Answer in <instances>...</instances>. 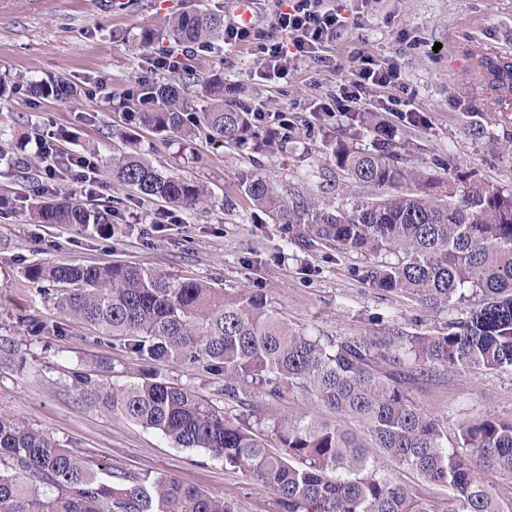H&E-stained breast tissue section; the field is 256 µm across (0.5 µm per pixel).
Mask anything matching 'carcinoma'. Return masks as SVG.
Listing matches in <instances>:
<instances>
[{
    "label": "carcinoma",
    "instance_id": "obj_1",
    "mask_svg": "<svg viewBox=\"0 0 512 512\" xmlns=\"http://www.w3.org/2000/svg\"><path fill=\"white\" fill-rule=\"evenodd\" d=\"M179 44L224 40V16L183 12L166 29ZM482 76L505 98L512 94V60L479 55ZM18 84L38 98L67 100L77 89L63 78L0 81V98ZM216 75L203 86L200 109L172 84L140 85L138 111L125 113L130 138L148 130L241 147L252 136L249 113L227 102ZM372 148L336 149L350 184L381 190L340 206L298 197L287 203L270 179L241 178L253 205L288 229L304 249H334L366 259L363 282L400 291L435 311L456 315L440 327L405 336L354 340L311 336L288 325L267 299L228 292L203 279L175 278L125 263L43 261L25 270L50 286L61 320H22L32 337L68 335L79 321L99 337H120L124 353L141 364L135 380L109 385L91 373L73 374L87 401L159 432L177 448H201L224 466L267 486L276 512H512L494 475L512 486V416L487 414L459 423L453 438L443 418L415 400L418 386L450 368L512 371V192L476 172L448 170L441 178L404 165L397 130L372 112L350 115ZM0 163L28 179V167L0 148ZM112 180L142 199L194 211L205 200L200 185L158 170L143 152H119ZM33 224L91 227L115 232L112 209L86 208L69 198L28 207ZM200 364L224 374V399L240 400L252 387L270 399L298 391L336 412V424L305 414L250 421L221 413L188 384L171 381L161 366ZM448 489L434 500L381 472L375 457ZM0 512H238L234 502L175 478L127 476L107 483L80 458L42 432L0 414Z\"/></svg>",
    "mask_w": 512,
    "mask_h": 512
}]
</instances>
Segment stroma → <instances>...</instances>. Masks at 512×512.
Instances as JSON below:
<instances>
[{
	"mask_svg": "<svg viewBox=\"0 0 512 512\" xmlns=\"http://www.w3.org/2000/svg\"><path fill=\"white\" fill-rule=\"evenodd\" d=\"M351 24L336 42L335 69L309 60L295 63L282 80H266L256 46L207 49L192 62L200 77L221 75L248 106L286 110L295 128L285 140L266 127L242 148H230L206 135L185 141L139 132L137 146L163 172L205 186L203 211L175 209L176 223L152 224L164 203L147 201L99 170V190L86 196L70 181L63 194L89 206L109 205L119 231L101 239L93 231L66 224L29 223V191L24 181L0 173V196L15 199L16 210L0 218V338L26 359L25 368L0 362V409L47 434L79 455L99 476L166 474L183 484L223 496L239 512H275L269 488L202 449H182L156 431L143 428L108 408L83 400L71 388L74 371L123 384L137 374L121 341L100 339L83 324L68 336L32 340L18 319L32 315L58 321L52 301L28 282L25 268L45 259L57 262L132 263L181 278L215 281L229 291L266 296L296 329L350 339L387 333H422L446 321L405 294L365 284L363 261L333 250H305L288 241L281 225L253 206L241 187L244 173L273 180L284 199L312 197L332 205L348 196H370L372 188L349 184L337 166L334 147H370L356 135L348 113L328 117L317 104L339 92L349 51L360 48L380 61L399 64L402 88L392 92L368 86L360 92L363 109L400 125L407 112H421L424 126L399 143L406 166L426 172L445 168L474 170L512 190V98L497 103L479 74L475 49L512 58V0H338ZM211 10L231 17L229 0H133L130 9L103 10L101 0H0V77L23 73L35 79L64 78L82 87L81 96L59 101L15 91L0 104V138L36 158V137L27 118L38 115L52 130L68 136V152L98 143L112 154V128L123 124L118 103L141 79L180 85L181 75L153 69L159 54L174 49L162 33L168 19L186 11ZM159 40L142 42V30ZM484 128L474 136L472 125ZM166 374L193 386L218 410L239 413L224 400V378L200 366L171 364ZM415 397L426 411L441 415L449 429L468 418L512 415V372L449 370L422 383Z\"/></svg>",
	"mask_w": 512,
	"mask_h": 512,
	"instance_id": "stroma-1",
	"label": "stroma"
}]
</instances>
